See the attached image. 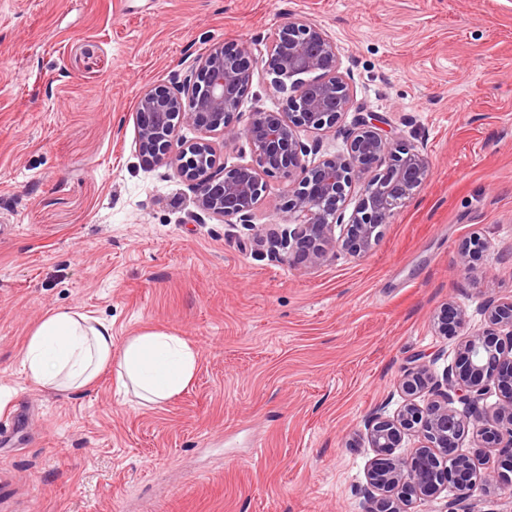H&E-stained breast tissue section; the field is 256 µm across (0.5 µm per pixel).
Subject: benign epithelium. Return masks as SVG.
<instances>
[{
  "label": "benign epithelium",
  "instance_id": "obj_1",
  "mask_svg": "<svg viewBox=\"0 0 512 512\" xmlns=\"http://www.w3.org/2000/svg\"><path fill=\"white\" fill-rule=\"evenodd\" d=\"M266 53L274 84L290 91L285 111L253 112L243 128L232 125L257 58L251 42L231 51L216 44L194 70L140 92L135 112L139 153L189 182L203 214L247 226L265 192V178L284 176L293 223L252 226L255 244L296 266H315L341 253L364 258L378 243L382 227L428 181L429 160L422 151L393 142L377 119L367 116L349 132L343 151L307 163L305 157L316 145L304 143L298 130L334 129L350 106L336 44L315 22L293 17L268 37ZM182 125L201 136L178 140ZM213 135L226 143L245 140L251 162L224 167L210 140ZM355 183L360 189L346 219L343 206ZM485 250L486 242L478 236L463 241L460 270H472ZM483 316L484 328L463 338L458 358L442 379L432 371L434 360L423 354L404 368L399 388L405 396L435 390L437 398L423 407L408 402L392 415L379 407L364 419L362 436L375 453L367 484L376 508L369 512H411L414 504L448 487L457 501L478 489L512 488V352L502 342L504 336L512 342V299L487 300ZM467 319L466 310L448 305L435 317L436 330L450 336ZM492 387L502 399L488 418L480 403ZM471 425L499 453L498 466L481 475L468 456L457 452L458 439ZM407 436L419 439L418 448L407 457L395 454Z\"/></svg>",
  "mask_w": 512,
  "mask_h": 512
}]
</instances>
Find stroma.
Returning <instances> with one entry per match:
<instances>
[{"label":"stroma","instance_id":"35a3bbf8","mask_svg":"<svg viewBox=\"0 0 512 512\" xmlns=\"http://www.w3.org/2000/svg\"><path fill=\"white\" fill-rule=\"evenodd\" d=\"M293 16L336 44L352 96L340 128L302 133L308 163L371 114L430 163L361 259L259 254L252 226L202 214L138 152L143 89L217 42L265 52ZM285 102L257 68L233 121ZM287 191L267 178L252 225L287 223ZM473 235L487 250L464 275ZM490 296L512 297V0H0V512H365L354 432L403 403L412 356L454 363ZM449 304L456 337L434 326ZM57 309L111 322L117 347L181 336L193 381L159 406L109 370L40 389L21 354ZM467 319L466 310L448 305L436 315L434 324L440 335L450 336L455 333L457 327L464 325Z\"/></svg>","mask_w":512,"mask_h":512}]
</instances>
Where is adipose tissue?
Segmentation results:
<instances>
[{
  "label": "adipose tissue",
  "mask_w": 512,
  "mask_h": 512,
  "mask_svg": "<svg viewBox=\"0 0 512 512\" xmlns=\"http://www.w3.org/2000/svg\"><path fill=\"white\" fill-rule=\"evenodd\" d=\"M197 350L185 339L147 331L114 348L110 323L72 310L47 314L31 331L21 356L26 375L51 390L91 386L113 368L117 388L146 404L160 405L180 394L194 377Z\"/></svg>",
  "instance_id": "1"
}]
</instances>
